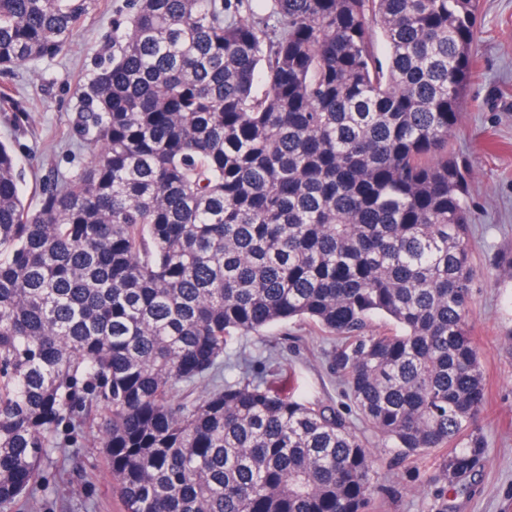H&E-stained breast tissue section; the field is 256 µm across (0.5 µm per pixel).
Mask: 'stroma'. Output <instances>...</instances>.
Wrapping results in <instances>:
<instances>
[{"label":"stroma","instance_id":"35a3bbf8","mask_svg":"<svg viewBox=\"0 0 512 512\" xmlns=\"http://www.w3.org/2000/svg\"><path fill=\"white\" fill-rule=\"evenodd\" d=\"M123 0H98L76 32L65 57L0 72L12 104L0 103V141L19 144L20 188L28 203L51 172L69 174L91 158L76 134L75 91L112 43V19ZM477 58L468 86V105L448 148L468 174L473 261L480 271L470 320L486 382L480 421L488 455L464 495L439 496L428 480L440 463L437 451L402 464L380 452L379 465L390 489L378 512H512V0H482L476 31ZM238 347L257 360L281 354L291 374L286 389L340 410L361 436H369L352 401L331 370L336 341L310 322H282L242 337ZM69 481L51 491L42 512H121L112 476L92 435L63 445L54 459L70 463Z\"/></svg>","mask_w":512,"mask_h":512}]
</instances>
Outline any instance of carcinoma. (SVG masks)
<instances>
[{
	"label": "carcinoma",
	"mask_w": 512,
	"mask_h": 512,
	"mask_svg": "<svg viewBox=\"0 0 512 512\" xmlns=\"http://www.w3.org/2000/svg\"><path fill=\"white\" fill-rule=\"evenodd\" d=\"M96 2L0 0V68L65 55ZM253 2L133 0L79 88L92 157L36 207L0 142V512L54 487L62 427L124 512H372L369 441L229 351L291 320L339 341L396 462L448 449L443 493L486 460L448 158L480 0Z\"/></svg>",
	"instance_id": "cac0c4a2"
}]
</instances>
